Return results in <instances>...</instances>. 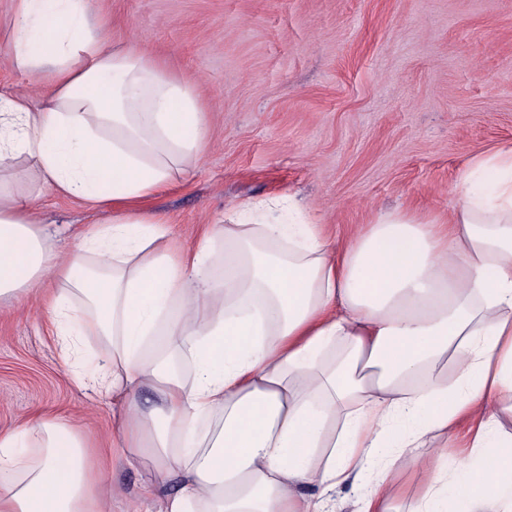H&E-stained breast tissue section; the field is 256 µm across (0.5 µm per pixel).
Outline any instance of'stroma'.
<instances>
[{
    "label": "stroma",
    "instance_id": "35a3bbf8",
    "mask_svg": "<svg viewBox=\"0 0 512 512\" xmlns=\"http://www.w3.org/2000/svg\"><path fill=\"white\" fill-rule=\"evenodd\" d=\"M104 37L132 43L194 81L206 152L153 198L172 248H195L224 211L292 196L330 238L353 241L379 215L447 223L469 162L512 148V0H92ZM0 27V93L40 105L52 87L14 68ZM111 209L47 191L37 220L57 251ZM54 312L35 290L0 305V431L66 415L112 445L105 356L65 361ZM112 512H139L147 474L116 462Z\"/></svg>",
    "mask_w": 512,
    "mask_h": 512
}]
</instances>
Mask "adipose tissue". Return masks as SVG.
<instances>
[{
	"label": "adipose tissue",
	"instance_id": "adipose-tissue-1",
	"mask_svg": "<svg viewBox=\"0 0 512 512\" xmlns=\"http://www.w3.org/2000/svg\"><path fill=\"white\" fill-rule=\"evenodd\" d=\"M106 24L91 0H15L8 59L53 90L37 108L0 94V300L53 278L63 334L99 338L123 460L157 473L146 512H325L342 486L355 512H398L399 458L427 476L406 512H512V149L470 164L444 224L389 212L341 247L293 198L250 200L224 216L223 255L209 233L175 253L145 204L203 156L200 96ZM21 160L111 220L52 250L35 195L5 185ZM474 415L466 461L433 445ZM95 452L57 414L0 433V512H110Z\"/></svg>",
	"mask_w": 512,
	"mask_h": 512
}]
</instances>
